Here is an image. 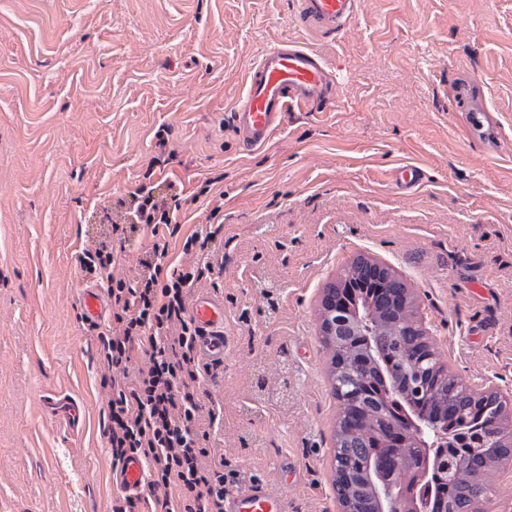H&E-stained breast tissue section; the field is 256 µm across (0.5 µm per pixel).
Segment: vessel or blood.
<instances>
[{
	"label": "vessel or blood",
	"mask_w": 512,
	"mask_h": 512,
	"mask_svg": "<svg viewBox=\"0 0 512 512\" xmlns=\"http://www.w3.org/2000/svg\"><path fill=\"white\" fill-rule=\"evenodd\" d=\"M359 0H297V17L311 32L331 36L341 31L357 14ZM336 101V74L314 51L293 41L269 47L251 70L243 92L231 112L234 131L249 149L268 145L279 130L288 109L327 108ZM454 111L488 114L483 85L474 79L458 81L450 93ZM81 308L87 321L104 313L100 295L84 289ZM192 316L200 329L199 354L207 359L224 356V306L210 297L194 300ZM144 466L139 459L125 462L117 476L127 493L139 491ZM227 512H281V499L267 486L256 483L234 495Z\"/></svg>",
	"instance_id": "1"
}]
</instances>
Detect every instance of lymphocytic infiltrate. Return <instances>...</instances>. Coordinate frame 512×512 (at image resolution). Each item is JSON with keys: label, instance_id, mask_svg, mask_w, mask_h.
Instances as JSON below:
<instances>
[{"label": "lymphocytic infiltrate", "instance_id": "lymphocytic-infiltrate-1", "mask_svg": "<svg viewBox=\"0 0 512 512\" xmlns=\"http://www.w3.org/2000/svg\"><path fill=\"white\" fill-rule=\"evenodd\" d=\"M182 196L175 184L161 191L143 182L120 199L122 220L113 232L128 240L146 230L153 238L134 278L114 276L116 259L103 241L83 246L76 263L85 277L105 285L114 308L111 320L97 330L98 375L107 394L104 435L112 461L119 465L136 457L149 467L147 495L127 497L128 506L148 499L160 512H224L229 476L198 434L201 397L214 385L218 364L200 358V331L188 312L191 288L215 272L224 198L211 196V223L185 239L182 251L190 262L174 265L168 261L169 240L180 232ZM138 345L146 359L136 365L132 352Z\"/></svg>", "mask_w": 512, "mask_h": 512}]
</instances>
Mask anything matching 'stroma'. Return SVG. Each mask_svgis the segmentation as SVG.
I'll use <instances>...</instances> for the list:
<instances>
[{
  "label": "stroma",
  "instance_id": "1",
  "mask_svg": "<svg viewBox=\"0 0 512 512\" xmlns=\"http://www.w3.org/2000/svg\"><path fill=\"white\" fill-rule=\"evenodd\" d=\"M295 0H0V512H112L124 503L103 434L98 341L75 254L120 243L127 188L182 184L186 236L224 194V268L196 285L224 305L208 444L283 512H336L340 404L320 331L327 285L357 257L389 267L448 370L512 393V0H361L335 39ZM330 63L328 111L293 109L241 152L230 109L283 39ZM486 87L494 134L448 109L454 77ZM168 128L167 165L151 167ZM424 173L398 191L401 166ZM77 401L79 419L67 413Z\"/></svg>",
  "mask_w": 512,
  "mask_h": 512
}]
</instances>
